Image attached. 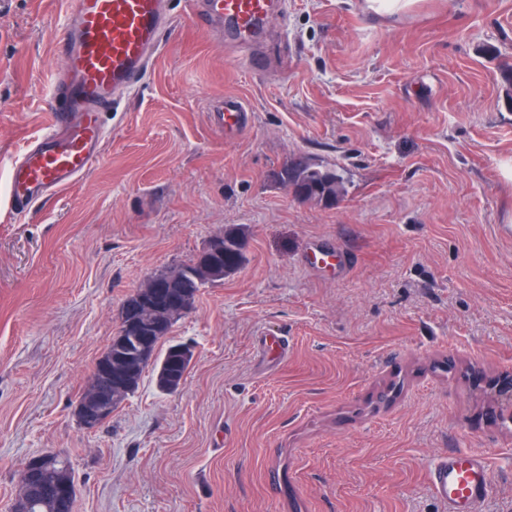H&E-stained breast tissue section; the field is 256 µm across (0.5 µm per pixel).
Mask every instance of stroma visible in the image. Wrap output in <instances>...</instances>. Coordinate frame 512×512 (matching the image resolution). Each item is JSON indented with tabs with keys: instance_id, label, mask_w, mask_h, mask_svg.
Segmentation results:
<instances>
[{
	"instance_id": "obj_1",
	"label": "stroma",
	"mask_w": 512,
	"mask_h": 512,
	"mask_svg": "<svg viewBox=\"0 0 512 512\" xmlns=\"http://www.w3.org/2000/svg\"><path fill=\"white\" fill-rule=\"evenodd\" d=\"M67 0H0V198L47 121ZM104 113L100 163L23 222L0 212V512L32 456L71 464L74 512H444L428 470L484 457L483 512H512V421L470 368L512 370V0H288L257 78L190 22ZM255 118L225 136L221 96ZM335 169V203L281 177ZM246 260L204 285L164 345L181 387L138 390L93 431L73 411L144 281L224 228ZM342 249L315 266L312 247ZM284 336V350L265 341Z\"/></svg>"
}]
</instances>
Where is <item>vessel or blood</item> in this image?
I'll return each mask as SVG.
<instances>
[{
    "label": "vessel or blood",
    "mask_w": 512,
    "mask_h": 512,
    "mask_svg": "<svg viewBox=\"0 0 512 512\" xmlns=\"http://www.w3.org/2000/svg\"><path fill=\"white\" fill-rule=\"evenodd\" d=\"M285 8V0H191L195 27L216 32L258 75L273 67L264 35ZM169 21L168 0H70L54 42L48 122L10 166L7 206L13 218L27 217L99 162L105 141L101 115L146 75ZM250 124L242 99L225 95L218 128L230 132ZM428 482L447 512H482L490 492L485 459L452 450L436 459Z\"/></svg>",
    "instance_id": "obj_1"
}]
</instances>
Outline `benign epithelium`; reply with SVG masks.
I'll return each mask as SVG.
<instances>
[{"label":"benign epithelium","instance_id":"obj_1","mask_svg":"<svg viewBox=\"0 0 512 512\" xmlns=\"http://www.w3.org/2000/svg\"><path fill=\"white\" fill-rule=\"evenodd\" d=\"M222 257L224 235L220 234L200 253L195 269L155 275L131 294L121 315L119 331L97 360L95 375L76 402L74 414L84 429H96L112 415V406L132 392L141 371L154 361L156 334L191 309L185 292L200 278L214 276ZM475 382L491 394L486 403L490 419L512 418V372L484 373ZM28 465L33 474L21 486L12 512H25L35 500L47 512H70L75 486L65 458L42 453L32 457Z\"/></svg>","mask_w":512,"mask_h":512}]
</instances>
